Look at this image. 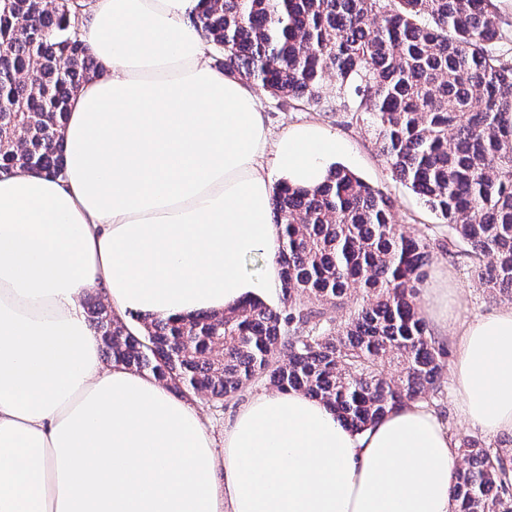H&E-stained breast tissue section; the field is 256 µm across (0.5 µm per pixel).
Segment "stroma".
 <instances>
[{"mask_svg": "<svg viewBox=\"0 0 512 512\" xmlns=\"http://www.w3.org/2000/svg\"><path fill=\"white\" fill-rule=\"evenodd\" d=\"M256 96L263 112L269 141H276L291 125L314 122L346 144L347 154L342 160L343 166L373 187L391 195L394 202V220L403 232L423 235L429 239L432 256L426 268V286L436 285L441 277H450L453 285L460 291L462 315L466 318L506 306V299L492 297L479 284L469 265L448 255L445 249L448 241L447 224L427 209L411 190L395 180L390 164L378 151L373 129L366 123L357 121L352 113L343 110L335 89H328L317 104L277 98L262 90L257 91ZM270 390L267 382L256 381L246 385L237 396L221 404L213 403L205 397L195 398L194 403L216 449H223L224 430L239 410L256 395Z\"/></svg>", "mask_w": 512, "mask_h": 512, "instance_id": "1", "label": "stroma"}]
</instances>
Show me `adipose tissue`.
<instances>
[{"label":"adipose tissue","mask_w":512,"mask_h":512,"mask_svg":"<svg viewBox=\"0 0 512 512\" xmlns=\"http://www.w3.org/2000/svg\"><path fill=\"white\" fill-rule=\"evenodd\" d=\"M200 0H91L80 36L105 66L69 100L65 174L0 173V512H453L456 446L410 403L360 432L296 391L253 398L216 453L198 410L105 365L80 306L119 315L224 311L279 286L272 156L314 188L342 146L323 127L269 142L256 95L210 61ZM266 259L262 276L243 268ZM457 326L459 417L512 434V307Z\"/></svg>","instance_id":"obj_1"}]
</instances>
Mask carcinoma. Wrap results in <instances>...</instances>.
<instances>
[{
  "label": "carcinoma",
  "mask_w": 512,
  "mask_h": 512,
  "mask_svg": "<svg viewBox=\"0 0 512 512\" xmlns=\"http://www.w3.org/2000/svg\"><path fill=\"white\" fill-rule=\"evenodd\" d=\"M78 0H0V173L65 174L70 97L105 67L81 41ZM193 22L224 70L276 97L320 103L330 74L376 128L396 180L448 224V253L512 299V58L493 0H201ZM282 303L247 299L186 318L89 305L112 364L213 402L266 380L319 399L355 431L431 402L444 352L416 302L430 243L391 198L343 166L316 189L279 184ZM349 309L340 325L329 309ZM455 512H512V448L455 438Z\"/></svg>",
  "instance_id": "cac0c4a2"
}]
</instances>
